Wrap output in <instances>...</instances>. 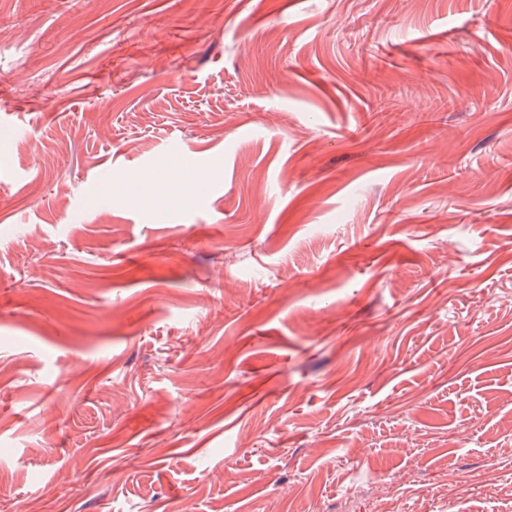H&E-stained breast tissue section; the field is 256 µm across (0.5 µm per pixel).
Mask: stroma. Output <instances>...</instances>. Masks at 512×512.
I'll return each instance as SVG.
<instances>
[{"label": "stroma", "instance_id": "stroma-1", "mask_svg": "<svg viewBox=\"0 0 512 512\" xmlns=\"http://www.w3.org/2000/svg\"><path fill=\"white\" fill-rule=\"evenodd\" d=\"M16 501L512 512V0H0Z\"/></svg>", "mask_w": 512, "mask_h": 512}]
</instances>
